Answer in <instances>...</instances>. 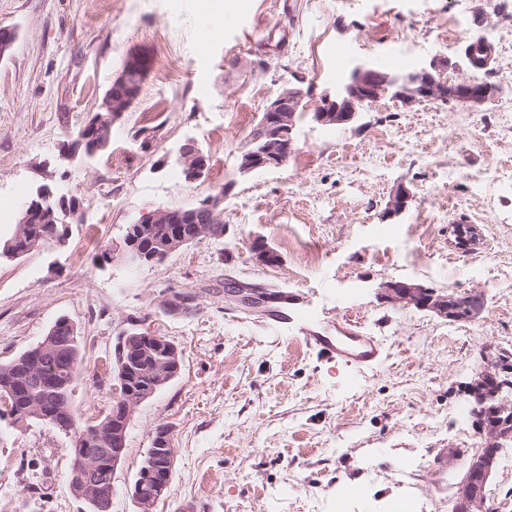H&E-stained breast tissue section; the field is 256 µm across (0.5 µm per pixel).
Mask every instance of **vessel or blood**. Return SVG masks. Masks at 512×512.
Masks as SVG:
<instances>
[{"mask_svg": "<svg viewBox=\"0 0 512 512\" xmlns=\"http://www.w3.org/2000/svg\"><path fill=\"white\" fill-rule=\"evenodd\" d=\"M297 322L305 343L345 365L358 369L370 368L383 356V345L378 337L362 331L354 321L337 323L336 333L332 336L317 331L311 324L309 314H301Z\"/></svg>", "mask_w": 512, "mask_h": 512, "instance_id": "1", "label": "vessel or blood"}]
</instances>
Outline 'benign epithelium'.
I'll return each instance as SVG.
<instances>
[{
    "instance_id": "obj_1",
    "label": "benign epithelium",
    "mask_w": 512,
    "mask_h": 512,
    "mask_svg": "<svg viewBox=\"0 0 512 512\" xmlns=\"http://www.w3.org/2000/svg\"><path fill=\"white\" fill-rule=\"evenodd\" d=\"M477 32V48L461 47L458 58L434 57L429 64L412 70L407 79L394 78L382 74L375 66L363 64L356 67L349 81L335 94H326L313 111L314 121L322 126L349 125L356 121L365 106L389 96L405 105L424 100L448 104L454 102L464 104L470 109H478L498 96L502 87L499 85L474 86L467 82L451 83L443 78L447 69H465L467 71L489 70L494 68L496 61L495 45L484 33L488 19L482 7H477L474 15ZM147 63L139 58H130L122 72L114 80L109 94L99 106L101 115L87 124V130L74 143V149L83 150L92 157L106 149L110 144V130L121 115L128 111L136 100L141 77L145 76ZM309 96L303 87V80L286 86L276 97L271 99L263 109V117L259 123V133L255 141L260 143L257 153L245 152L241 156L239 171L251 174L279 168L286 163V158L294 146L293 130L299 107ZM178 163L183 167L188 180L193 181L201 176L207 166V160L194 141L184 143L178 151ZM411 201L410 192L405 187L398 188L389 202L386 216L396 217L403 213ZM224 192L211 197L202 207L186 209H158L142 218L136 226L143 224H192L193 239L210 236L204 227L206 221L199 218L203 211L216 217L221 213ZM43 208L33 203L23 211L19 227L14 236L5 242L4 249L10 255L22 254L26 249L17 246L23 237L28 224L55 223L54 213L40 218ZM190 242L186 236L176 233L167 237L158 249H144L138 246L133 237V227H128L124 236L121 258L130 265H157L166 261ZM231 295L243 307L256 310L262 306L270 295L258 290L243 288L236 283L229 284ZM392 298L403 303L413 304L418 308L432 309L443 317H448L446 300L434 294L431 289L408 282H394L387 285ZM159 308L166 315L189 316L195 313L185 295L179 290H169L159 300ZM131 328L124 330L122 337L135 336L143 342L166 346L164 358L154 370V387L141 395H129L124 374H119L113 390L115 399L120 406L112 411V418L98 421L88 426L83 432L72 433L74 424L61 427L72 440L70 456L69 490L76 499L91 504L96 512H110L114 493L113 476L101 468L100 456L105 451H112V468H117L122 460L127 440V427L135 409L155 394L157 388L167 384L181 370L182 351L175 343L158 334L154 325L145 320L130 321ZM55 345L65 350L77 344L76 326L64 318L55 322L38 344L42 348ZM0 414L9 418L11 426L22 429L27 420L36 416L43 420L57 421L56 411L47 407L44 402L33 400L26 411L19 413L7 400L0 399ZM153 444L161 448L167 463L166 469L159 473H142L135 486L130 489L131 495L139 507V512H154L156 504L166 497L172 478L176 450L167 447V433L156 430ZM496 459V448H485L471 466L461 484L460 500L462 512H474L481 506L485 498L486 486L492 474Z\"/></svg>"
}]
</instances>
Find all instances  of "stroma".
<instances>
[{"label":"stroma","instance_id":"obj_1","mask_svg":"<svg viewBox=\"0 0 512 512\" xmlns=\"http://www.w3.org/2000/svg\"><path fill=\"white\" fill-rule=\"evenodd\" d=\"M480 0H0L15 30L0 59V238L39 187L77 199L65 247L0 261V362L34 345L59 317L76 326L84 370L75 411L109 410L111 356L128 319L145 317L182 351V371L135 410L114 475L111 512H138L130 487L158 427L177 450L156 512H457L475 456L500 453L485 512L512 503L511 444L476 427L471 386L491 351H512V0L486 33L501 93L477 110L385 97L357 123L312 119L360 61L393 54L414 68L456 57ZM222 30L204 31L214 15ZM134 55L147 59L137 99L90 160L68 146ZM301 75L311 88L285 165L240 174L266 102ZM195 140L205 175L187 181L178 147ZM506 179L490 183L492 169ZM413 199L390 218L398 186ZM224 237L163 264L132 267L103 251L157 209L198 206L221 187ZM476 227L467 249L457 221ZM263 239L279 255L261 264ZM273 294L249 312L225 279ZM479 296L470 322L395 302L387 286ZM198 293L200 309L168 316L161 296ZM312 311L323 335L345 318L382 337L385 358L359 371L308 346L277 311ZM71 441L38 423L0 431V512H86L70 493ZM38 493H31V486Z\"/></svg>","mask_w":512,"mask_h":512}]
</instances>
